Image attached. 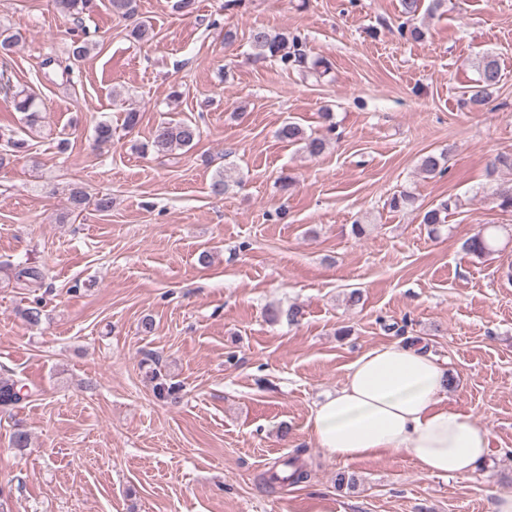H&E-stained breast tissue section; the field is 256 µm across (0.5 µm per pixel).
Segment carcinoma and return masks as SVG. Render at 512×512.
<instances>
[{
  "mask_svg": "<svg viewBox=\"0 0 512 512\" xmlns=\"http://www.w3.org/2000/svg\"><path fill=\"white\" fill-rule=\"evenodd\" d=\"M60 11L67 17L79 22L83 15L96 7V0H57ZM403 22L400 25L401 34H409L413 39L423 37L421 28L414 25L423 6V0H400ZM21 40V33L10 26L0 28V53L7 55L13 51ZM249 43L253 55L259 59H269L277 62L283 69L305 67L307 54L302 39L297 35L286 32H273L265 27H255L249 33ZM97 42L89 38L86 30L74 37L66 52V57H50L44 66L61 75L68 76L73 67L86 59L96 49ZM477 70L479 79L477 83L465 92L464 102L471 106L485 105L498 88L501 79V68L497 55L494 52H485L478 59ZM15 111L25 114L28 126L34 127L40 119L39 105L36 97L24 90L17 91L13 96ZM201 137V130L197 122L190 119L168 121L160 123L154 133L151 145L143 144L140 150L145 152L150 148L157 151H172L179 148L195 146ZM278 137L292 144L302 146V149L311 158L322 155L327 148V141L318 136L309 135L305 129L294 121H288L278 130ZM0 141L3 149L0 150V168L9 164L12 158L26 152L27 142L18 137L15 131L0 129ZM449 154L445 151L439 153L429 152L420 157L418 169L427 177L442 174L447 169ZM457 206V201L448 198L436 206L423 212L421 223L436 231L437 227L446 223L449 212ZM496 238L492 233L478 234L466 240L462 248L467 254L485 255L494 251ZM15 278L20 285L28 287L43 280V272L38 267L16 266ZM151 381L154 382L153 391L160 399L175 397L179 385L170 382L166 376L157 371H151ZM22 387L11 379L0 380V408L8 409L20 402ZM283 469L271 473L264 482L270 485L275 483L298 485L309 478V471L297 457H291L282 463Z\"/></svg>",
  "mask_w": 512,
  "mask_h": 512,
  "instance_id": "cac0c4a2",
  "label": "carcinoma"
}]
</instances>
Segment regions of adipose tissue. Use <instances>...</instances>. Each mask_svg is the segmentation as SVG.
<instances>
[{
	"label": "adipose tissue",
	"instance_id": "1",
	"mask_svg": "<svg viewBox=\"0 0 512 512\" xmlns=\"http://www.w3.org/2000/svg\"><path fill=\"white\" fill-rule=\"evenodd\" d=\"M448 370L423 345L396 341L357 358L314 410L320 448L343 461L407 450L428 477L464 478L482 465L489 433L441 407Z\"/></svg>",
	"mask_w": 512,
	"mask_h": 512
}]
</instances>
